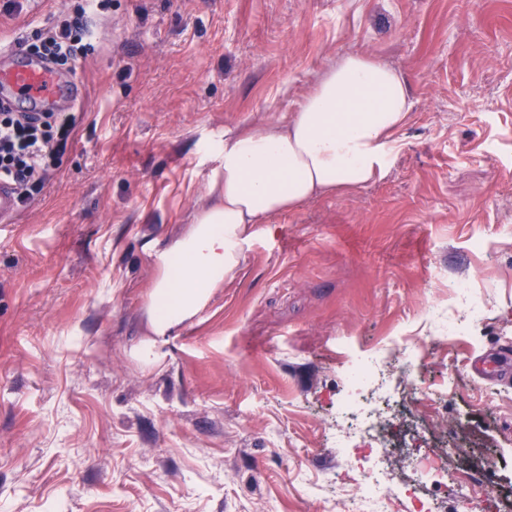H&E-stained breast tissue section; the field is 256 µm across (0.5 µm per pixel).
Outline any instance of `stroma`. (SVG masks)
<instances>
[{"mask_svg": "<svg viewBox=\"0 0 512 512\" xmlns=\"http://www.w3.org/2000/svg\"><path fill=\"white\" fill-rule=\"evenodd\" d=\"M25 40L75 0H19ZM84 113L61 164L0 224V512H328L351 488L333 416L349 358L425 344L391 411L429 424L448 467L497 459L512 498V0H112L91 15ZM396 68L413 101L382 180L255 225L234 280L141 365L157 254L206 193L225 130L294 111L340 57ZM473 279L490 306L428 339ZM456 375V392L428 390Z\"/></svg>", "mask_w": 512, "mask_h": 512, "instance_id": "stroma-1", "label": "stroma"}]
</instances>
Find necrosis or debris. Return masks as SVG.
Listing matches in <instances>:
<instances>
[{"label": "necrosis or debris", "mask_w": 512, "mask_h": 512, "mask_svg": "<svg viewBox=\"0 0 512 512\" xmlns=\"http://www.w3.org/2000/svg\"><path fill=\"white\" fill-rule=\"evenodd\" d=\"M454 287L460 307L448 321L439 322L437 331L461 336L468 324L481 319L486 303L475 294L470 280L456 281ZM422 355V345L405 344L352 358L348 394L336 413V440L344 448L362 443L365 454L357 462L355 490L351 495L337 496L336 512H390L399 498L405 499L406 512H444L426 487L431 479H447V449H434L426 463L408 461L400 477L389 467L380 437L389 410L413 390Z\"/></svg>", "instance_id": "obj_1"}]
</instances>
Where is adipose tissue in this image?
<instances>
[{
  "label": "adipose tissue",
  "instance_id": "ef3b65f1",
  "mask_svg": "<svg viewBox=\"0 0 512 512\" xmlns=\"http://www.w3.org/2000/svg\"><path fill=\"white\" fill-rule=\"evenodd\" d=\"M411 109L404 76L358 52L328 68L288 119L225 131L212 148L207 203L158 257L150 336L134 351L140 363L152 365L158 340L196 317L215 289L235 278L253 225L383 178Z\"/></svg>",
  "mask_w": 512,
  "mask_h": 512
}]
</instances>
